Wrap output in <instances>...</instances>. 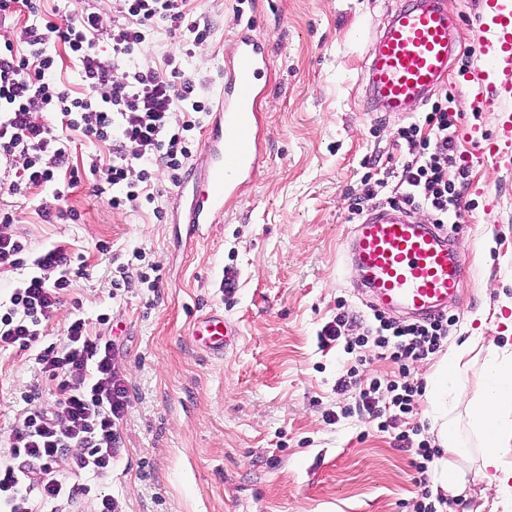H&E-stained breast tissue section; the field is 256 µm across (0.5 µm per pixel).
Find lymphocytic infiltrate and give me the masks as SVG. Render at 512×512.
Masks as SVG:
<instances>
[{
	"label": "lymphocytic infiltrate",
	"instance_id": "f902f5d3",
	"mask_svg": "<svg viewBox=\"0 0 512 512\" xmlns=\"http://www.w3.org/2000/svg\"><path fill=\"white\" fill-rule=\"evenodd\" d=\"M111 28L100 12L82 10L77 17L55 22L44 17L35 0H0V23L25 15L10 35L0 39V192L24 196L49 188L65 200L69 185L88 183L96 197L121 210L154 203L149 187L157 171L179 185L196 151L195 132L211 113L202 86L187 73L186 62L207 41L210 28L194 16L190 0H118ZM180 37L178 52L165 56L163 67L143 63L145 48L159 28ZM112 43L111 55L96 48L100 34ZM66 46L79 68L85 88L73 95L55 77L56 48ZM428 135L416 124L399 131L407 149L402 192L394 200L412 209L430 211L438 226L458 205L459 194L448 180V166L457 160L454 119L443 102H433L426 117ZM111 147L109 162L88 154L82 166L69 168L76 138ZM69 169L68 184L58 175ZM13 211L0 207V270L27 269V276L0 313V345L27 350L60 309L70 288L68 259L63 250L29 256L26 240L9 228ZM346 313H337L320 331L318 341H344L346 352L372 348L397 370L390 379L355 382V369L338 380L339 389L356 385V403L377 421L379 431L396 428L417 408L423 383L415 379V362L435 354L456 324L442 314L428 321L400 320L374 312L361 336L346 340ZM64 346L37 348L36 364L56 383V406L46 412L27 409L13 429L9 453L0 459V512H35V503L53 512L80 504V489L55 468L58 456L69 455L75 470L104 476L112 470L117 424L127 406L128 390L114 370L111 341L91 337L82 317L66 328ZM402 449L413 455L421 492L419 512H440L444 497H432L426 474L437 454L420 427L398 431Z\"/></svg>",
	"mask_w": 512,
	"mask_h": 512
}]
</instances>
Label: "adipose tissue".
Segmentation results:
<instances>
[{
  "instance_id": "ef3b65f1",
  "label": "adipose tissue",
  "mask_w": 512,
  "mask_h": 512,
  "mask_svg": "<svg viewBox=\"0 0 512 512\" xmlns=\"http://www.w3.org/2000/svg\"><path fill=\"white\" fill-rule=\"evenodd\" d=\"M469 347L448 352L435 371L429 395L446 410L437 433L446 457L441 462L440 485L450 494L465 488L467 457L461 432H469L478 448V472L496 497L512 496V348L491 349L482 365V383L467 394L462 376L468 367Z\"/></svg>"
}]
</instances>
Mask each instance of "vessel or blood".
<instances>
[{
  "mask_svg": "<svg viewBox=\"0 0 512 512\" xmlns=\"http://www.w3.org/2000/svg\"><path fill=\"white\" fill-rule=\"evenodd\" d=\"M474 52L477 78L506 112L492 162L512 158V0H479ZM453 19L445 0H408L373 39L366 77L373 95L390 112H407L426 100L452 59ZM268 63L265 42L239 32L224 56V85L192 173V192L174 213L178 224L217 223L226 198L240 193L263 164L256 81ZM351 258L360 288L374 307L416 319L436 316L455 303L466 277L465 254L434 224L413 220L400 206L375 209L355 224ZM196 335L223 354L237 334L223 315L199 320Z\"/></svg>",
  "mask_w": 512,
  "mask_h": 512,
  "instance_id": "obj_1",
  "label": "vessel or blood"
}]
</instances>
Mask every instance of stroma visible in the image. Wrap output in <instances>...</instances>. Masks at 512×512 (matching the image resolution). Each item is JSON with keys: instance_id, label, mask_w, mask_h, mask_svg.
Segmentation results:
<instances>
[{"instance_id": "stroma-1", "label": "stroma", "mask_w": 512, "mask_h": 512, "mask_svg": "<svg viewBox=\"0 0 512 512\" xmlns=\"http://www.w3.org/2000/svg\"><path fill=\"white\" fill-rule=\"evenodd\" d=\"M405 3L192 0L211 33L187 69L205 79L209 103L238 32L270 48L257 106L264 163L226 200L218 223H173L178 190L162 173L153 179L155 203L133 210L112 209L79 184L64 203L74 221H42L40 206L55 204L51 190L5 197L17 215L14 235L33 251L57 247L71 257L70 294L83 302L89 335L114 343L115 370L127 385L111 473L79 474L68 456L58 460L60 474L87 487L89 498L112 496L117 512H414L411 453L356 410L355 389L336 388L350 367L361 379H384L394 364L318 342L337 311L350 317V338L371 313L347 255L360 220L354 207L384 205L397 184L386 171L403 161L400 128L414 122L428 134L432 102L449 99L460 159L448 180L460 187L456 243L469 276L443 348L475 342L465 379L472 393L485 353L504 343L497 310L512 300V164L478 153L500 120L468 81L478 0H446L455 53L428 102L400 115L369 96L371 38ZM381 179L383 195L368 197ZM136 251L144 260L133 261ZM128 263L135 276L113 288ZM211 311L239 329L221 356L192 334L193 317ZM29 405L54 409V383L29 352L0 349V456Z\"/></svg>"}]
</instances>
